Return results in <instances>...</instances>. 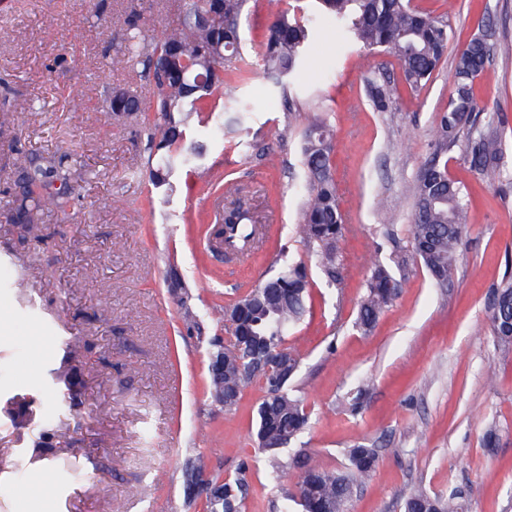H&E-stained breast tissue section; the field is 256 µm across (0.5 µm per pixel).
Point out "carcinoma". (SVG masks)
I'll return each mask as SVG.
<instances>
[{"mask_svg":"<svg viewBox=\"0 0 512 512\" xmlns=\"http://www.w3.org/2000/svg\"><path fill=\"white\" fill-rule=\"evenodd\" d=\"M245 0H183L178 28L146 45L139 41L140 25L129 23L124 60L139 76L153 83L148 102L125 91H114L109 110L117 117L131 112H151L154 120L144 126L148 150L163 151L157 165L149 166L156 185L170 183L173 173L192 166L203 146H182L183 131L193 116L201 112L220 113L221 122L243 127L250 116L243 105H232L235 71L242 60L241 13ZM322 8L345 23L349 38L368 51L392 55L400 82L419 92L432 80L454 37L446 14L420 9L410 0H319ZM312 37L310 19L279 13L264 42V71L275 84L303 67ZM491 47L485 35L473 37L455 57L453 89L446 107L436 115L431 129L432 156L413 185V211L409 232L413 254L397 255L387 263L371 261L358 304L353 327L367 334L394 301L401 281L409 278L414 264H421L434 286L448 281L453 286L458 274L461 244L465 236L470 199L467 185L448 172V154L460 158L474 174L490 183L512 188V167L505 157L504 133L508 117L480 107L474 93L476 78L490 60ZM368 96L374 110L387 112L398 97V84L386 78L368 82ZM68 156H30L14 181L10 221L29 233L44 210L63 211L70 206L71 168ZM301 160L306 175V199L299 215V234L316 267L329 282L343 280L340 243L346 217L336 188L333 164V127L328 117L319 115L302 134ZM254 216L239 209L224 212V243L237 239L254 240ZM279 282L284 292L250 290L229 307V337L224 354V381H211V390L242 394L254 381L263 383L265 395L258 405L256 437L268 453L269 476L281 478L279 451L297 439L308 426L304 399L290 392L300 360L286 351L288 331L309 312L310 282L307 266L292 263L269 278ZM490 333L504 347L512 346V273L491 285ZM253 336L268 347L286 352L288 374L283 387L273 388L272 376L254 369L244 373L239 365L250 362L243 339ZM347 466L331 470L309 460L305 471L315 476L309 484L298 481L296 494L284 492L285 500L298 502L302 512L317 508L323 512H348L356 482L371 475L378 451L363 443L344 449ZM209 485L218 493L205 496V512H241L250 484L247 468L233 479L212 477ZM454 499L432 496L424 491L411 495L405 512H458Z\"/></svg>","mask_w":512,"mask_h":512,"instance_id":"obj_1","label":"carcinoma"}]
</instances>
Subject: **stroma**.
Here are the masks:
<instances>
[{
	"label": "stroma",
	"instance_id": "obj_1",
	"mask_svg": "<svg viewBox=\"0 0 512 512\" xmlns=\"http://www.w3.org/2000/svg\"><path fill=\"white\" fill-rule=\"evenodd\" d=\"M414 2L448 12L449 57L424 90L401 87L393 109L378 112L366 85L397 77L392 56L353 43L316 0H247L237 93L251 119L217 137L204 115L186 128L184 146L205 148L203 170L178 171L169 191L148 177L142 115L115 119L103 99L113 88L151 97L121 61V41L136 16L150 42L177 27L175 0H0V94L11 101L0 112V512H204L183 477L199 454L221 478L249 464L242 512H301L281 494L302 472L300 455L338 470L357 442L375 446L379 463L349 512H404L418 491L457 496L464 512H512V350L489 332L490 285L512 272V194L449 154L471 200L455 285L433 287L416 268L371 333L353 327L381 235L388 249L411 251L413 181L448 103L452 56L476 34L493 47L476 97L512 114V54L502 51L512 47V0ZM298 4L315 29L292 94L301 104L318 93L329 113L348 222L343 285L309 267L310 309L286 338L300 356L291 388L310 420L281 450L276 483L255 437L263 388L253 383L225 411L209 355L228 339L226 306L273 275L275 254L307 258L296 226L300 139L312 115L288 114L261 60L271 9ZM34 150L68 154L79 176L66 212H43L23 235L3 214ZM234 183L263 236L227 257L208 250V231L213 209L238 198ZM173 270L182 287H169ZM365 377L372 383L352 407ZM491 422L500 439L490 453L482 435Z\"/></svg>",
	"mask_w": 512,
	"mask_h": 512
}]
</instances>
